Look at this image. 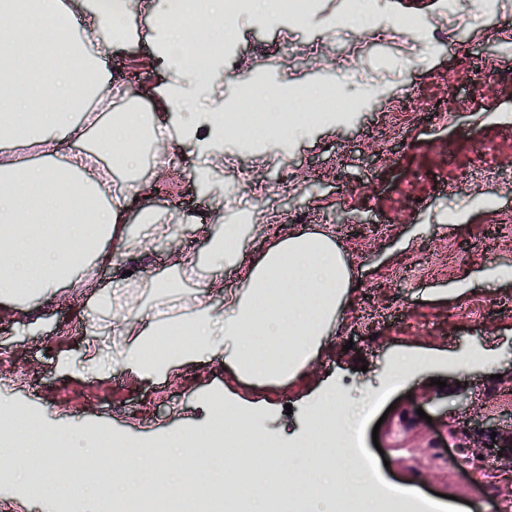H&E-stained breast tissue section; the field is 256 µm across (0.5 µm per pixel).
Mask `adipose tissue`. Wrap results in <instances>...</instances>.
<instances>
[{"mask_svg": "<svg viewBox=\"0 0 512 512\" xmlns=\"http://www.w3.org/2000/svg\"><path fill=\"white\" fill-rule=\"evenodd\" d=\"M185 0H152L148 38L153 60L167 74L154 112H121L103 118L87 109L90 99L102 107L111 95L100 81L105 56L123 51L129 0H96L83 9L60 6L59 0H0V302L22 292L54 291L72 284L89 260H105L101 240H117L130 257L142 253L160 230L142 203L147 185L138 175L145 146L160 148L159 135L169 114L182 110L177 143L219 157L235 113L216 121L213 113L191 112L197 96H224L220 80L203 81L222 59L224 0H208L214 24L204 37V68L185 67L176 53L181 30L165 24L167 15ZM58 17L55 31L38 20ZM68 52L79 58L75 69L53 72L58 93H42L25 76L44 71L53 55ZM335 112H295L267 115V127L284 141L306 136L310 128L334 130ZM97 134L101 151L79 150V143ZM37 145L41 163L18 162L12 147ZM125 177L112 186V172ZM139 211L137 233L125 229L127 216ZM243 292L223 305L197 303L186 317L159 326L152 308L135 299L136 320L146 323V335L168 336L160 366L170 369L195 354L223 355L241 376H294L305 369L314 350L334 324L353 286L349 265L324 233L296 230L280 239L244 272Z\"/></svg>", "mask_w": 512, "mask_h": 512, "instance_id": "adipose-tissue-1", "label": "adipose tissue"}]
</instances>
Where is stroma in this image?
<instances>
[{"label": "stroma", "instance_id": "35a3bbf8", "mask_svg": "<svg viewBox=\"0 0 512 512\" xmlns=\"http://www.w3.org/2000/svg\"><path fill=\"white\" fill-rule=\"evenodd\" d=\"M146 0H132L123 53L106 57L109 84L121 86L112 109L136 99L135 77L166 76L151 67V48L139 37ZM362 5L368 23L338 33L337 17ZM417 18L412 27L405 18ZM219 77L224 101L202 97L197 107L248 108L255 86L275 91L313 88L346 103L335 131L311 129L282 146L260 136L241 146L224 137V164L187 147L143 162L152 184L146 206L162 233L145 257L124 256L103 241L111 259L94 262L82 282L47 296L0 304V406L32 414L50 427L104 426L115 436L155 441L158 434L211 423L210 403L231 392L266 402L260 425L280 444L300 440L311 406L333 387L365 404L392 382L386 399L364 417L362 442L389 460L385 477L426 497L455 496L470 512H491L472 497L461 456L437 454L431 440L443 423L477 417L459 404L465 390L512 425V6L464 12L463 0H312L305 20L252 23L230 19ZM223 197V212L213 200ZM284 230L331 233L349 262L353 286L303 377H236L223 357L202 354L167 372L135 377L119 362L138 324L127 308L130 289L158 322L187 314L194 300L221 303L240 288L239 268L268 251V199ZM238 224L250 216L235 265L201 263L182 275L174 252L202 255L208 238L184 219ZM173 280L152 288L151 280ZM435 354L409 377L390 378L398 352ZM467 358L459 367L458 358ZM431 403H424V396ZM421 406L431 423L423 433H398V409ZM67 500L31 493L20 475L0 477V512H62Z\"/></svg>", "mask_w": 512, "mask_h": 512}]
</instances>
